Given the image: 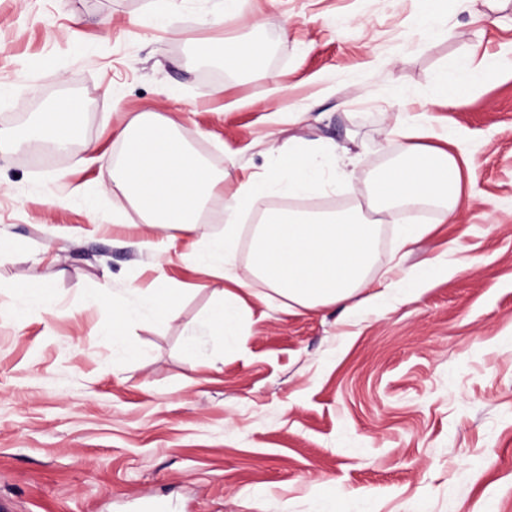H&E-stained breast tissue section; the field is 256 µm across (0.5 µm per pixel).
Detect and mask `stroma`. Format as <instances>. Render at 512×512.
Instances as JSON below:
<instances>
[{
    "mask_svg": "<svg viewBox=\"0 0 512 512\" xmlns=\"http://www.w3.org/2000/svg\"><path fill=\"white\" fill-rule=\"evenodd\" d=\"M423 0H251L217 26L190 0L170 27L152 0H0V134L19 137L64 96L83 107L50 163L0 147V497L15 512H512V0L449 5L418 34ZM230 32L260 43L245 71L205 76L194 41ZM485 76L443 105L442 71ZM405 110L456 133L475 159L457 217L409 251L407 216L380 227L369 276L447 257L454 273L411 301L388 294L361 318L251 299L245 344L185 334L217 282L185 260L127 245L141 217L113 198L117 119H173L213 170L265 172L298 138L335 143L348 173L319 204L354 203L404 145ZM293 112L294 123L274 113ZM122 212L123 224L112 221ZM50 307L9 310L29 274ZM180 288L175 313L142 315L124 365L98 331L130 283Z\"/></svg>",
    "mask_w": 512,
    "mask_h": 512,
    "instance_id": "stroma-1",
    "label": "stroma"
}]
</instances>
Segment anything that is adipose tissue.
Returning a JSON list of instances; mask_svg holds the SVG:
<instances>
[{
	"label": "adipose tissue",
	"mask_w": 512,
	"mask_h": 512,
	"mask_svg": "<svg viewBox=\"0 0 512 512\" xmlns=\"http://www.w3.org/2000/svg\"><path fill=\"white\" fill-rule=\"evenodd\" d=\"M81 104L57 101L38 113L33 132L16 140V147L43 143L66 148L72 140ZM396 124L407 143L372 178L365 206L340 212L265 209L268 196L297 197L320 190L325 168L336 165L332 145L309 148L289 141L279 149L278 165L269 174L239 182L224 203V232L207 236L200 226L206 204L224 186L223 174L213 172L179 136L172 119L143 112L113 126L122 146L112 168L113 196L127 200L140 214L147 231L132 239L141 250L168 254L178 238L196 240L194 266L222 280L215 291V310L200 323L206 335L225 348L238 349L253 311L245 301L252 281L262 282L285 308L315 310L340 302L359 315L379 310L383 292L373 291L369 277L376 259L377 214L425 201L435 204V221L447 223L463 192V173L474 159L455 153L456 139L436 133L426 119L398 113ZM261 212L253 229L248 277L232 271L239 222L243 211Z\"/></svg>",
	"instance_id": "1"
}]
</instances>
